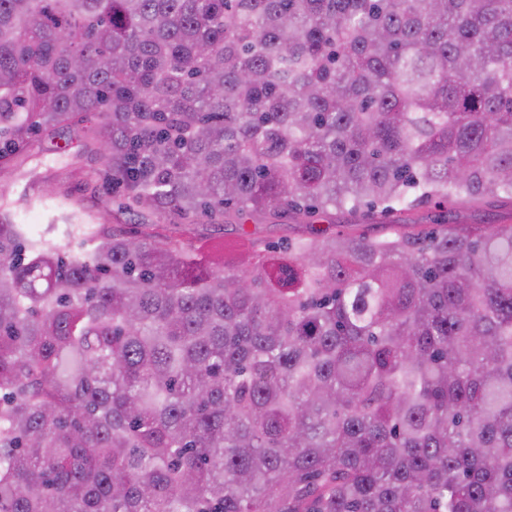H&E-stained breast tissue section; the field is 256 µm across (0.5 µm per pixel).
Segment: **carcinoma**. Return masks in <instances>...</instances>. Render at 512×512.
<instances>
[{
	"label": "carcinoma",
	"instance_id": "cac0c4a2",
	"mask_svg": "<svg viewBox=\"0 0 512 512\" xmlns=\"http://www.w3.org/2000/svg\"><path fill=\"white\" fill-rule=\"evenodd\" d=\"M83 124L138 218L0 201V512H512V0H0V172ZM448 224H470L483 230L512 224V206L488 201L477 206L458 207L448 212ZM400 211H394L387 215L380 213L370 214L368 211L348 213L336 211V213L320 215L316 217L314 225L317 229L327 230L328 233L345 232L350 224H358V231L368 237L379 236L388 230L385 224H395L402 218ZM246 222V230L258 242L287 241L309 233V228L303 220L291 217L284 219L249 217ZM221 228H224V230L215 225L202 224L198 231L203 240L209 243L224 237V243L231 251L240 233L238 227L234 224H227Z\"/></svg>",
	"mask_w": 512,
	"mask_h": 512
}]
</instances>
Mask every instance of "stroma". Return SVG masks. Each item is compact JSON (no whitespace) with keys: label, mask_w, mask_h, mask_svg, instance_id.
Instances as JSON below:
<instances>
[{"label":"stroma","mask_w":512,"mask_h":512,"mask_svg":"<svg viewBox=\"0 0 512 512\" xmlns=\"http://www.w3.org/2000/svg\"><path fill=\"white\" fill-rule=\"evenodd\" d=\"M98 166L95 152L85 146L83 126L44 133L37 136L35 146L19 158L14 167L0 173V194L10 205L15 220L27 224L47 226L69 206L86 214L105 217L107 223L120 225L123 231H133L132 217L122 211L120 200L111 188L92 180L91 174ZM414 215L426 230L442 220L483 230L512 224V206L495 201L463 206L451 212L428 203L416 209ZM401 217L398 211L386 215L339 211L316 217L310 226L291 217L251 218L245 229L259 242L303 237L313 226L339 233L351 224L357 225L360 233L374 237L385 233L388 225L398 222Z\"/></svg>","instance_id":"stroma-1"}]
</instances>
